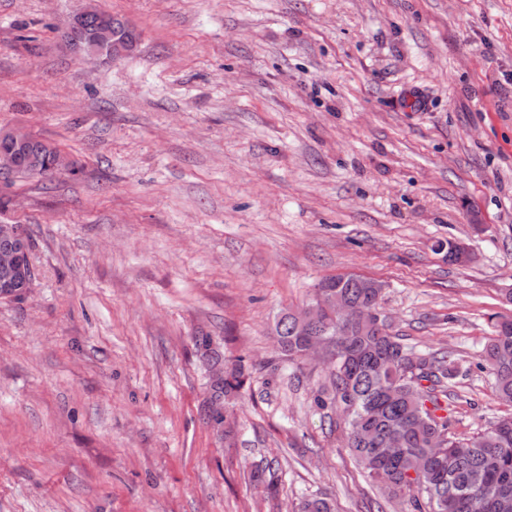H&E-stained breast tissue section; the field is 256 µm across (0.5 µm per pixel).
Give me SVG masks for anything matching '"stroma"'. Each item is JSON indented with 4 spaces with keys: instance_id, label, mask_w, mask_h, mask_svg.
I'll use <instances>...</instances> for the list:
<instances>
[{
    "instance_id": "stroma-1",
    "label": "stroma",
    "mask_w": 512,
    "mask_h": 512,
    "mask_svg": "<svg viewBox=\"0 0 512 512\" xmlns=\"http://www.w3.org/2000/svg\"><path fill=\"white\" fill-rule=\"evenodd\" d=\"M100 5L141 44L93 65L56 35L76 0H0V127L83 165L9 189L36 280L0 297V512H410L270 326L381 280L391 331L459 367L452 433L512 415L476 367L512 316V0ZM201 336L252 366L231 448Z\"/></svg>"
}]
</instances>
